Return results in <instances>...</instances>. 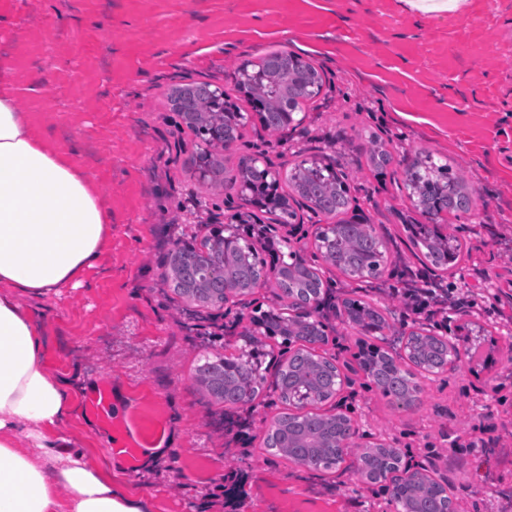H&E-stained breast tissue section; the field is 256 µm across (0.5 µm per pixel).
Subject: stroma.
<instances>
[{"label":"stroma","instance_id":"1","mask_svg":"<svg viewBox=\"0 0 512 512\" xmlns=\"http://www.w3.org/2000/svg\"><path fill=\"white\" fill-rule=\"evenodd\" d=\"M283 47L323 72V91L302 104L305 130L292 139L252 115L241 152L342 165L357 213L384 243L378 288L427 271L409 242L424 218L401 158L461 165L472 205L439 231L467 254L430 274L473 291L477 304L424 327L454 337L470 323L496 340L455 370L420 378L421 405L404 409L369 385L354 358L358 333L331 320L320 353L352 383L320 409L358 428L343 472L263 448L285 410L273 386L284 337L258 339L264 383L251 410L224 408L196 380L201 358L238 355L251 316L280 307L278 289L231 299L214 318L163 278L173 242L200 243L224 203L223 190L197 178L196 138L166 105L171 87L216 80L234 94L227 72ZM0 58L35 132L89 173L112 213L108 250L79 285L17 296L35 312L50 369L78 373V400L112 391L107 414L82 407L68 425L90 463L115 466L151 512H392L355 472L362 447L387 443L449 484L456 512H512V264L499 237L512 229V0H464L457 13L425 16L406 0H0ZM373 133L394 164L367 166ZM164 435L170 448L145 458ZM231 470L236 481H224ZM478 484L485 494L475 500Z\"/></svg>","mask_w":512,"mask_h":512}]
</instances>
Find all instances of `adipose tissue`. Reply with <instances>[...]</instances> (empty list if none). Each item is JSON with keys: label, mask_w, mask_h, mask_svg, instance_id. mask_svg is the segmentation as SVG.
Here are the masks:
<instances>
[{"label": "adipose tissue", "mask_w": 512, "mask_h": 512, "mask_svg": "<svg viewBox=\"0 0 512 512\" xmlns=\"http://www.w3.org/2000/svg\"><path fill=\"white\" fill-rule=\"evenodd\" d=\"M11 77L0 62V512H150L71 447L76 393L16 300L79 283L104 255L112 213L89 174L32 131Z\"/></svg>", "instance_id": "1"}]
</instances>
